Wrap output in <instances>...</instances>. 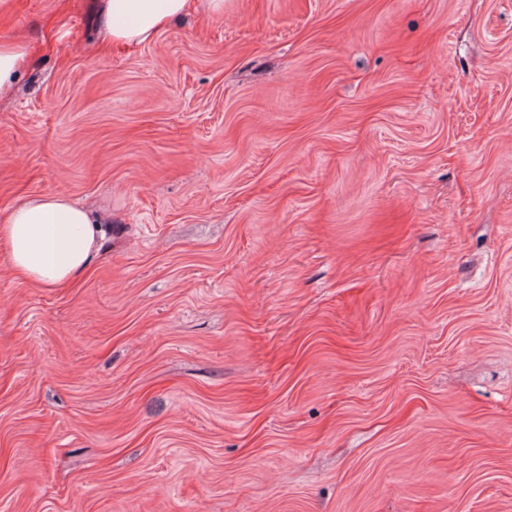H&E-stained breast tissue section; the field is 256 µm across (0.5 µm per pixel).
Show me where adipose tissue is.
I'll use <instances>...</instances> for the list:
<instances>
[{"label":"adipose tissue","mask_w":512,"mask_h":512,"mask_svg":"<svg viewBox=\"0 0 512 512\" xmlns=\"http://www.w3.org/2000/svg\"><path fill=\"white\" fill-rule=\"evenodd\" d=\"M191 11L220 17L224 0H98V31L104 45L133 50ZM28 61L25 42L0 40V99L13 95ZM102 234L99 221L61 193L0 213V252L16 276L39 287L74 283L89 269Z\"/></svg>","instance_id":"1"}]
</instances>
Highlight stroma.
<instances>
[{
    "label": "stroma",
    "mask_w": 512,
    "mask_h": 512,
    "mask_svg": "<svg viewBox=\"0 0 512 512\" xmlns=\"http://www.w3.org/2000/svg\"><path fill=\"white\" fill-rule=\"evenodd\" d=\"M0 0V512H512V0H224L134 51ZM29 61V49L21 40H0V99L13 95L15 84ZM99 221L61 193H48L0 213V251L14 274L39 287L74 283L99 249Z\"/></svg>",
    "instance_id": "1"
}]
</instances>
